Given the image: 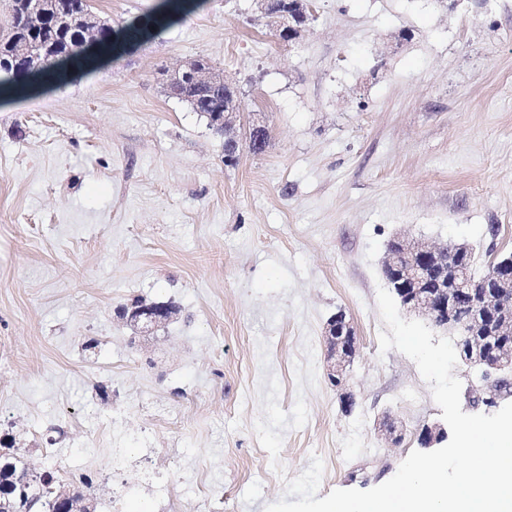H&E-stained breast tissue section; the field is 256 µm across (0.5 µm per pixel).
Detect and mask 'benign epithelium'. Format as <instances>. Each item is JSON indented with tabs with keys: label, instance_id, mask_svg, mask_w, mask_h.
Wrapping results in <instances>:
<instances>
[{
	"label": "benign epithelium",
	"instance_id": "7a95c632",
	"mask_svg": "<svg viewBox=\"0 0 512 512\" xmlns=\"http://www.w3.org/2000/svg\"><path fill=\"white\" fill-rule=\"evenodd\" d=\"M260 18L276 35L288 37V43L300 40L310 28L314 11L310 0H284L278 11L268 7V0H254ZM62 24H79L85 29L86 53L70 57L72 64H86L99 46V22L94 15L74 4L61 16ZM209 90H231L220 112L212 122L236 153L249 149L257 152L263 146L265 134L269 132L265 120L256 119L245 125L241 123L243 111L242 93L238 84L228 81L214 68H202L198 61L189 60L168 69L166 84L176 88L186 80ZM394 247L386 251L384 276L409 313L428 318L435 326L444 330L461 328L473 340L460 349V358L473 371L478 382L486 386L487 397L483 402L492 406L501 389L512 386V346L494 351L483 349L474 341L476 336H512V254H500L495 245L488 252L493 259L487 267L485 280L491 286L477 291L471 288L468 261L473 249L466 244H444L429 242L411 235L392 238ZM471 294L469 310L460 311L458 299L464 293ZM180 313L172 303L134 301L116 308V317L121 324L138 336H153L174 322ZM322 341L325 348V376L336 389L341 407L349 412L355 404L354 393L349 384L350 369L359 352L355 328L344 312L331 315L324 327ZM379 434L392 444L398 443L404 434L402 423L386 413L378 422ZM448 438V430L439 425H428L421 429L419 444L430 449ZM57 512H92L93 498L80 496L62 487L56 497Z\"/></svg>",
	"mask_w": 512,
	"mask_h": 512
}]
</instances>
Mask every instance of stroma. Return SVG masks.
Masks as SVG:
<instances>
[{
	"mask_svg": "<svg viewBox=\"0 0 512 512\" xmlns=\"http://www.w3.org/2000/svg\"><path fill=\"white\" fill-rule=\"evenodd\" d=\"M163 0H92L121 27ZM301 42H280L253 0H204L117 59L53 89L0 99V435L36 470L94 479L96 512L137 487L160 512L138 450L106 476L113 413L137 434L148 402L173 493L205 483L223 512H265L319 455L318 495L389 480L440 421L430 385L380 353L385 244L399 232L512 252V0H314ZM207 57L271 132L224 164V140L167 96L159 69ZM497 226V237L488 229ZM174 301L179 318L137 346L113 310ZM344 311L359 336L357 405L324 381L322 330ZM307 425L284 433L277 474L254 424L270 379ZM407 427L390 446L383 412Z\"/></svg>",
	"mask_w": 512,
	"mask_h": 512,
	"instance_id": "1",
	"label": "stroma"
}]
</instances>
